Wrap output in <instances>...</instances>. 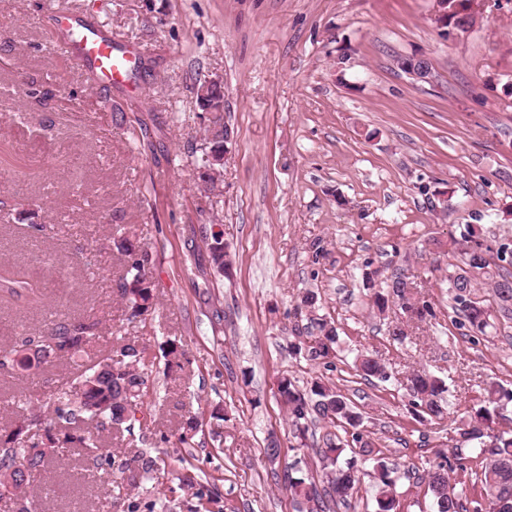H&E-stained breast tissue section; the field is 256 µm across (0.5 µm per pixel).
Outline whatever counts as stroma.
I'll return each mask as SVG.
<instances>
[{
    "mask_svg": "<svg viewBox=\"0 0 512 512\" xmlns=\"http://www.w3.org/2000/svg\"><path fill=\"white\" fill-rule=\"evenodd\" d=\"M98 25L139 50L128 87L93 84L61 58L50 12ZM434 0H0V263L45 287L42 308H0V341L44 331L48 319L91 316L99 349L118 337L149 351L150 415L105 444L175 460L216 485L224 512H295L288 465L321 477L315 454L336 429L320 422L299 443L277 395L281 378L303 390L333 383L362 415L388 462L428 468L459 447V424L419 423L407 411V378H441L458 412L489 383L512 390V320L480 341L448 318V254L463 225L491 247L512 245V0H484L466 33L442 36ZM422 56L430 82L398 70ZM224 80L231 153L220 192L203 193L199 80ZM50 225L34 233L33 225ZM151 256L157 307L151 325L127 320L112 236ZM220 233L230 265H211ZM92 248L95 266L80 250ZM416 276L430 306L408 318L378 313L363 275ZM338 334L329 365L293 349L306 332V291ZM405 329L393 341L390 326ZM185 356L167 369L162 350ZM381 360L387 380L368 382L358 354ZM58 366L0 378V428L22 400L65 382ZM221 407L223 443L210 413ZM195 414L203 430L183 448L176 430ZM276 436L279 462L264 454ZM115 472L82 460L44 476L42 512H123Z\"/></svg>",
    "mask_w": 512,
    "mask_h": 512,
    "instance_id": "1",
    "label": "stroma"
}]
</instances>
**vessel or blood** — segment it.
Masks as SVG:
<instances>
[{"label":"vessel or blood","instance_id":"vessel-or-blood-1","mask_svg":"<svg viewBox=\"0 0 512 512\" xmlns=\"http://www.w3.org/2000/svg\"><path fill=\"white\" fill-rule=\"evenodd\" d=\"M62 57L86 69L93 79L107 85H126L139 60L138 50L112 40L98 26L62 11L51 14Z\"/></svg>","mask_w":512,"mask_h":512}]
</instances>
